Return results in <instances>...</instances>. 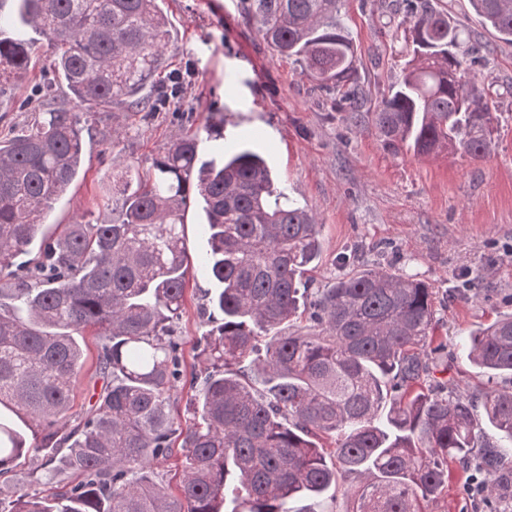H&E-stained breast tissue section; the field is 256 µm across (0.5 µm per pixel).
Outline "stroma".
I'll return each instance as SVG.
<instances>
[{"instance_id":"1","label":"stroma","mask_w":512,"mask_h":512,"mask_svg":"<svg viewBox=\"0 0 512 512\" xmlns=\"http://www.w3.org/2000/svg\"><path fill=\"white\" fill-rule=\"evenodd\" d=\"M448 12L466 33L479 40L483 62L478 76L501 92L497 147L474 160L445 154L419 158L389 152L374 127L370 108L398 77L406 60L402 39L391 37L389 23L404 16L400 0H343L339 21L356 48V65L365 105H346L339 91L316 90L294 59L278 55L246 24L239 0H165L170 20L173 69L185 77L181 110L143 118L124 107L88 113L83 165L67 195L50 210L44 234L60 225L87 219L108 224L120 217L112 193L116 160L130 162L129 178L144 175L153 159L206 113L224 115V138H202L203 157L218 148L246 143L262 152L278 187L316 215L323 252L307 274L311 287H331L346 274L339 259L389 264L417 275L436 293L438 334L445 347L434 354L433 380L480 396L487 378L457 350L460 336L512 312V46L483 27L468 0H430ZM42 49L27 81L0 96V139L20 132L28 115L19 108L49 66ZM121 138H114V130ZM197 207H189L185 234L192 256L177 334L185 373L198 370L196 343L207 328L202 292L210 288L204 258L206 238ZM98 339L85 333L81 379L73 391L80 413L102 381L95 374ZM469 470L449 468L448 492L428 504L427 512H486Z\"/></svg>"}]
</instances>
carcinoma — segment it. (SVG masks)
<instances>
[{"mask_svg": "<svg viewBox=\"0 0 512 512\" xmlns=\"http://www.w3.org/2000/svg\"><path fill=\"white\" fill-rule=\"evenodd\" d=\"M0 25V94L28 77L51 47L53 77L75 107L160 112L182 88L168 69L164 0H12ZM248 22L280 55L299 60L320 89L350 85L361 106L354 41L336 21L342 0H241ZM512 45V0H469ZM413 49L371 112L397 155L472 159L494 148L496 117L471 67L480 48L429 0H403ZM26 104L25 128L0 140V512H326L322 498L349 485L348 512H423L441 497L448 465L483 476L491 497L509 487L512 390L489 389L483 411L430 374L433 288L392 267L358 269L330 288L304 276L322 253L321 225L275 187L247 145L205 159L201 133L224 137L209 112L156 157L123 196L112 224H66L42 237L52 204L83 155L78 113L51 100ZM202 212L213 288L183 412L180 319L190 265L184 218ZM37 255L23 267L16 259ZM308 314V325L285 327ZM99 338L94 404L73 415L83 368L79 336ZM459 347L488 378L512 375V313ZM496 431L490 440L484 425ZM181 450L173 493L157 469ZM29 463V479L11 473ZM305 499L306 508L293 503Z\"/></svg>", "mask_w": 512, "mask_h": 512, "instance_id": "obj_1", "label": "carcinoma"}]
</instances>
